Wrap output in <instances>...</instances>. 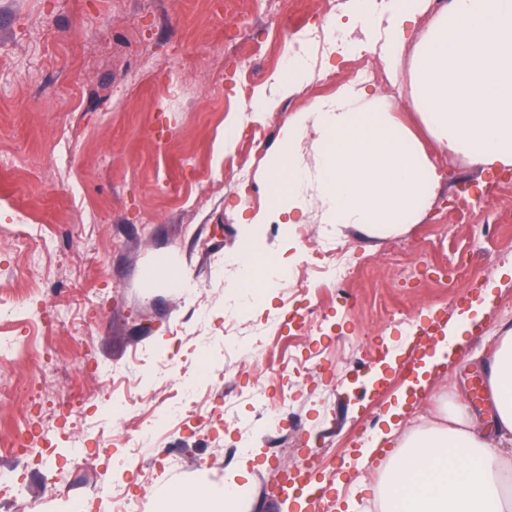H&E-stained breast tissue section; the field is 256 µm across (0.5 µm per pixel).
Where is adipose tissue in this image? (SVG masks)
Returning a JSON list of instances; mask_svg holds the SVG:
<instances>
[{"label":"adipose tissue","instance_id":"1","mask_svg":"<svg viewBox=\"0 0 512 512\" xmlns=\"http://www.w3.org/2000/svg\"><path fill=\"white\" fill-rule=\"evenodd\" d=\"M426 3L387 0L388 65L398 64ZM414 85L442 149L489 170L512 169V0H451L420 48ZM439 179L420 142L383 119L381 99L350 84L284 127L271 208L252 221L298 224L315 200L321 223L390 236L420 218ZM484 368L489 415L478 424L467 405L454 404L443 420L402 435L379 484L383 512H512V460L499 452L512 443V328L500 329Z\"/></svg>","mask_w":512,"mask_h":512}]
</instances>
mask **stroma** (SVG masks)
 I'll use <instances>...</instances> for the list:
<instances>
[{
    "mask_svg": "<svg viewBox=\"0 0 512 512\" xmlns=\"http://www.w3.org/2000/svg\"><path fill=\"white\" fill-rule=\"evenodd\" d=\"M318 2L307 0L296 33V0H0V346L26 344L36 320L48 334L42 369L0 361V436L21 428L40 444L33 455L0 454V479L25 512H110L107 495L88 488L100 477L156 512L158 491L220 488L232 471L242 512H284L268 476L303 466L318 499L295 512L378 507L390 450L359 465L363 439L414 378L405 364L424 357V329L480 301L512 259V172L441 152L429 135L413 100L417 52L434 24L423 14L399 66L367 52L383 79L366 89L438 168L430 207L386 238L315 222L305 243L294 225L270 237L256 225L267 286L263 298L252 296L233 256L244 218L269 206L281 132L353 80L344 56L312 38L343 18ZM297 52L310 77L278 97L271 77ZM260 92L278 97L277 107L253 113ZM244 171L248 198L235 189ZM336 245L350 247L358 268L344 297L309 291L322 333L268 328L291 309L288 283L303 276L315 285L333 269L331 258L312 268L313 248ZM403 263L414 266L412 278L400 277ZM500 280L402 430L437 416L456 394L473 414L484 408L475 390L485 373L473 356L489 353L487 336L512 324V279ZM228 314L239 322L232 336ZM255 349L298 358L297 373L278 384L295 415L271 421L248 398L252 376L237 361ZM135 353L133 407L96 400L98 371ZM75 393L90 397L80 418ZM102 425L194 457L134 469L126 445L98 443ZM280 436L294 442L285 458L273 443ZM75 456L88 469L70 468Z\"/></svg>",
    "mask_w": 512,
    "mask_h": 512,
    "instance_id": "35a3bbf8",
    "label": "stroma"
}]
</instances>
